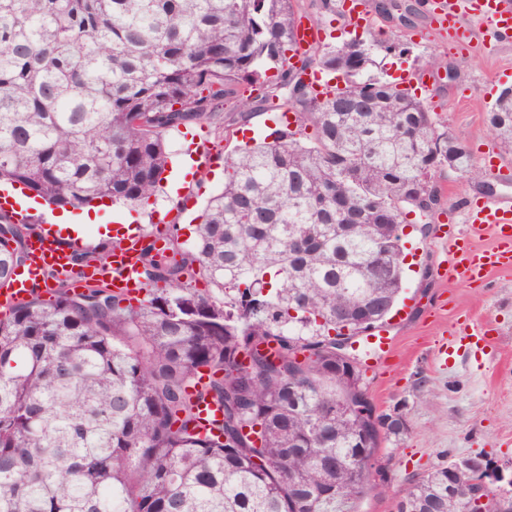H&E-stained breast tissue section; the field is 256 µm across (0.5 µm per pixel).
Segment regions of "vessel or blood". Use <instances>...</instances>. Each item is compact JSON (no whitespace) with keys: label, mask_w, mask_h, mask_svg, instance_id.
Listing matches in <instances>:
<instances>
[{"label":"vessel or blood","mask_w":512,"mask_h":512,"mask_svg":"<svg viewBox=\"0 0 512 512\" xmlns=\"http://www.w3.org/2000/svg\"><path fill=\"white\" fill-rule=\"evenodd\" d=\"M472 10L485 18L500 40L512 39V10L502 5V0H470ZM430 17L437 28L447 31L457 43L470 42L469 32L462 28L455 0H430ZM466 220L470 225L491 228L494 243L491 248L475 247L465 233L451 238L448 270L451 276L474 283L485 280L492 270L512 267V199L507 197L486 198L479 202L464 201ZM56 231L46 225L28 245L29 261L17 273L12 284L0 292V313L8 311L16 302L26 299L46 283V274L54 270L70 271V254L81 249L84 241L71 239L69 246L55 245ZM120 238L122 245L112 254L110 281L115 291L134 297L140 282V252L144 241L132 228H125ZM364 349L363 365L367 373H375L395 349L393 337L378 330L359 341Z\"/></svg>","instance_id":"obj_1"}]
</instances>
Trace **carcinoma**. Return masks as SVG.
Wrapping results in <instances>:
<instances>
[{"instance_id":"carcinoma-1","label":"carcinoma","mask_w":512,"mask_h":512,"mask_svg":"<svg viewBox=\"0 0 512 512\" xmlns=\"http://www.w3.org/2000/svg\"><path fill=\"white\" fill-rule=\"evenodd\" d=\"M302 16L300 0H0V181L59 208L149 205L166 134L229 103L244 120L282 97L295 125L224 156L190 248L143 250L142 299L55 275L53 298L0 316V512H355L376 486L365 460L407 425L361 437L365 373L336 337L398 301L436 173H482L413 89L362 78L374 48L407 52L399 36L322 43L297 68ZM308 69L336 84L314 95ZM487 120L512 151V94ZM33 232L0 221V288ZM401 500L455 512L445 464Z\"/></svg>"}]
</instances>
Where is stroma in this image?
<instances>
[{"label":"stroma","mask_w":512,"mask_h":512,"mask_svg":"<svg viewBox=\"0 0 512 512\" xmlns=\"http://www.w3.org/2000/svg\"><path fill=\"white\" fill-rule=\"evenodd\" d=\"M403 2L409 8L406 22L377 17L357 32L324 9L322 0H302V6L312 17L326 21L336 44L353 37L373 44L395 32L402 35L408 53L375 51L376 64L369 75L394 80L427 68L433 56L444 57L455 69L453 78L434 79L424 94L434 119L462 140L474 161L497 152L512 164V153L504 151L487 124L490 105L512 85V42L497 40L466 0H460V22L473 34L470 48L460 50L447 32L431 26L426 0ZM277 116V110L260 109L229 128L209 131L214 163H222L225 154L243 148L248 139L263 140L275 128ZM437 184L443 203L428 216L427 233L415 232L408 238L407 288L387 324L395 352L378 375L367 380L377 409H399L408 430L386 443L379 456L383 478L362 500L359 512H395L408 484L438 463L478 453L512 459V270L491 272L482 288L441 278L438 270L448 264L449 243L436 235L441 224L464 225V198L489 191L512 197V181L504 182L487 170L476 185L447 168L438 173ZM223 186V177L206 167L186 183L184 195L173 196L160 187L152 209L135 211L117 202L70 209L66 215L70 223L81 226L91 249L103 241L102 225L117 221L138 222L145 235H154V211L170 215L180 242L188 244L208 200ZM462 316L469 317L472 329L485 332V343H459L453 331Z\"/></svg>","instance_id":"stroma-1"}]
</instances>
